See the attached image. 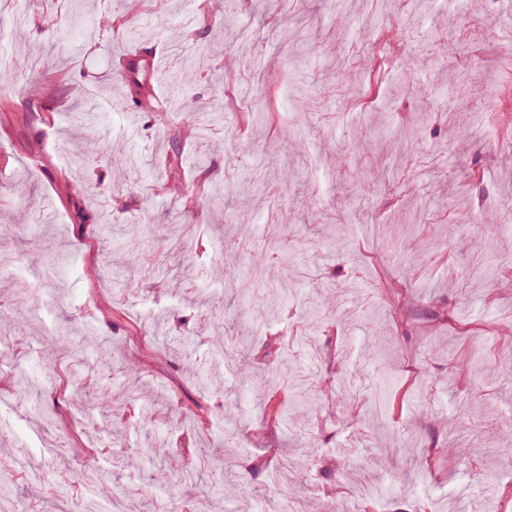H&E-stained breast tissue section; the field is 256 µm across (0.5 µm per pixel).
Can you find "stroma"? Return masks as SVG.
Wrapping results in <instances>:
<instances>
[{
    "mask_svg": "<svg viewBox=\"0 0 512 512\" xmlns=\"http://www.w3.org/2000/svg\"><path fill=\"white\" fill-rule=\"evenodd\" d=\"M31 10L0 42L13 61L0 75V249L56 277L38 286L52 321L29 326L25 283L0 267L18 324L0 365V463L45 476L32 494L17 481L18 512L75 510L82 468L41 454L42 438L111 440L96 497L108 507L122 489L133 512L195 496L273 512L300 483V512H361L369 486L373 512H475L468 461L512 512V0L449 13L348 0L341 16L335 0H82L69 27L56 16L70 0ZM202 45L209 62L176 82ZM245 55L270 59V76L229 65ZM132 63L152 96L130 111L112 78ZM30 78L37 93L17 95ZM256 108L270 121L244 127ZM88 109L93 126L72 122ZM102 145L132 158L124 179L71 164ZM216 264L219 296L198 276ZM463 321L479 335H460ZM60 324L94 341L77 403L71 354L44 342ZM271 341L311 370L318 407L262 359ZM225 345L251 382L230 366L222 389L199 388L197 368ZM399 391L395 414H378ZM273 397L287 398V424L265 416ZM200 400L202 422L186 412ZM152 444L183 469L148 460Z\"/></svg>",
    "mask_w": 512,
    "mask_h": 512,
    "instance_id": "obj_1",
    "label": "stroma"
}]
</instances>
